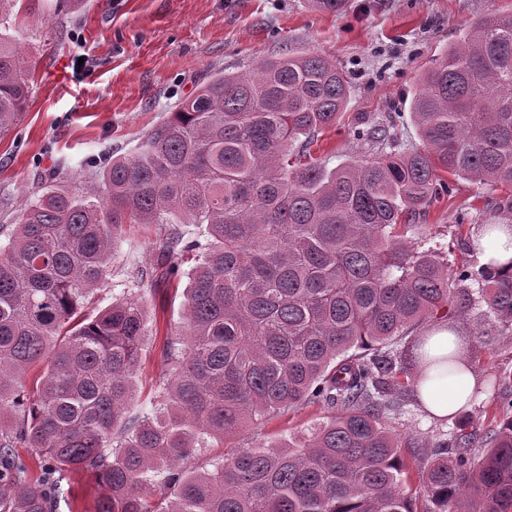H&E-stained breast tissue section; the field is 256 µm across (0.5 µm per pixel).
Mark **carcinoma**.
Returning a JSON list of instances; mask_svg holds the SVG:
<instances>
[{
    "instance_id": "obj_1",
    "label": "carcinoma",
    "mask_w": 512,
    "mask_h": 512,
    "mask_svg": "<svg viewBox=\"0 0 512 512\" xmlns=\"http://www.w3.org/2000/svg\"><path fill=\"white\" fill-rule=\"evenodd\" d=\"M30 76L0 10V134L26 109ZM349 95L316 52L219 72L134 155L104 159L86 194L58 177L42 186L0 244V512H57L77 472L104 489L95 512H512V398L494 403L483 438L468 430L474 390L453 427L422 444L419 499L387 425L432 372L475 369L456 349L425 351L423 324L458 335L479 306L478 343L492 344L486 321L512 335V259L456 269L407 236L437 202L441 171L512 184V11L471 22L421 73L410 115L423 147L362 130L370 156L327 167L311 147ZM492 208L494 221L456 225L475 254L489 231L512 235V195ZM125 224L204 226L201 239L176 229L159 240L164 275L186 277L184 334L167 343L169 373L140 417L142 302L127 291L85 311ZM305 404L332 415L211 470L185 465L209 441ZM22 448L41 460L36 479Z\"/></svg>"
}]
</instances>
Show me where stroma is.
Here are the masks:
<instances>
[{"label": "stroma", "instance_id": "35a3bbf8", "mask_svg": "<svg viewBox=\"0 0 512 512\" xmlns=\"http://www.w3.org/2000/svg\"><path fill=\"white\" fill-rule=\"evenodd\" d=\"M512 0H349L345 11H314L309 0H15L10 23L33 63L30 102L17 124L0 137V240L37 191L38 175L58 172L84 193L96 185L103 157L128 156L145 134L218 72L254 68L285 52L313 51L335 60L351 84L346 108L319 141L331 164L360 157L355 130L387 124L401 147L418 146L409 102L423 70L441 60L460 30ZM65 62V83L53 68ZM437 203L421 217L413 238L444 245L451 263L472 256L451 229L460 216H490L496 190L444 176ZM168 224H128L118 240L105 285L90 306L101 310L124 290L139 294L147 313L137 366L135 410L150 412L156 384L168 369L167 338L184 322L185 279L132 282L134 268L151 270ZM329 409L304 405L261 429L245 428L228 443L215 442L193 459L207 469L226 448L280 443L326 421ZM450 421L408 406L393 424L421 443L448 430Z\"/></svg>", "mask_w": 512, "mask_h": 512}]
</instances>
